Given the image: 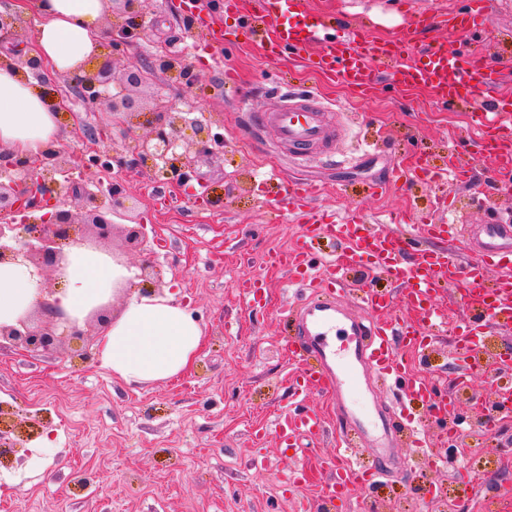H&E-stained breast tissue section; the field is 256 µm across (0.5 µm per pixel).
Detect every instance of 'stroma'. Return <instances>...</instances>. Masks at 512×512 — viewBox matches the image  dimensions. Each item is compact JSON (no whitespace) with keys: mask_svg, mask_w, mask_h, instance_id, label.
<instances>
[{"mask_svg":"<svg viewBox=\"0 0 512 512\" xmlns=\"http://www.w3.org/2000/svg\"><path fill=\"white\" fill-rule=\"evenodd\" d=\"M343 24L357 23L386 35L410 20L407 0H313ZM489 30L482 41L488 61L512 58V0H488ZM140 37L112 56V75L122 79L128 63L152 65L160 50L180 58L193 82L184 85L155 71L142 97L157 94L181 111V137L196 141L195 123L224 139L220 154L197 157L184 186H164L152 172L113 168L112 180L137 201L148 235L144 249L124 247V234L103 244L134 266L151 262L162 288L176 293L205 331L194 366L168 381L127 384L98 356L81 359L74 343L34 354L0 346V512H324L318 498L329 473L321 458L335 454L336 401L317 391L293 396L285 309L299 308L312 289L293 283L287 271L267 266L275 250L299 235L297 212L277 196L271 173L315 190V212L393 230L395 213L414 224H485L493 215L512 218V182L491 178L494 157L474 147L467 104L443 107L424 89L384 83L369 103L342 112L336 161L291 160L278 153L272 132L249 133L253 115L268 106L273 90H308L331 108L348 90L325 76L291 68L289 59L270 60L260 51L224 49L211 43L204 26L180 13L178 0H145ZM48 100L67 98L62 114L63 150L92 155L126 148L91 138L90 129L108 114L70 82L49 83ZM413 154L430 169L449 155L468 164V186L448 188L449 205L432 206V182L390 181L394 163ZM390 182L383 198L372 184ZM207 190L210 205L197 201ZM259 280L256 299L244 283ZM435 325L426 329L425 350L414 370L441 393H452L447 410L415 402L433 453L440 463L407 445L397 449L395 470L373 489L352 488L334 512H512V494L488 501L478 478L445 467L468 460L495 484L512 491V412L500 413L485 430L487 409L512 391V374L493 371L512 358V334L491 330L475 353L481 368L460 376L455 353L457 325L466 311L456 293L433 298ZM308 412L322 418L323 432L303 437L297 450H283L279 419ZM53 440L41 451L43 440Z\"/></svg>","mask_w":512,"mask_h":512,"instance_id":"obj_1","label":"stroma"}]
</instances>
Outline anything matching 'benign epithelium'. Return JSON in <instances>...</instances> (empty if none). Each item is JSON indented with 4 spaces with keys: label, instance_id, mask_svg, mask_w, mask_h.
I'll return each instance as SVG.
<instances>
[{
    "label": "benign epithelium",
    "instance_id": "benign-epithelium-1",
    "mask_svg": "<svg viewBox=\"0 0 512 512\" xmlns=\"http://www.w3.org/2000/svg\"><path fill=\"white\" fill-rule=\"evenodd\" d=\"M141 16V0H122V10L110 21L108 49L115 50L140 36L137 20ZM160 66L175 74L182 82L191 83L189 70L176 57L160 59ZM73 80L81 87L86 99L104 105L113 113H131L143 117L149 131L129 141L131 166L152 171L156 177L172 182H187L192 178L193 157L188 148H180V133L184 123L181 112L158 99L148 106L138 96L137 89L149 85V78L134 65L126 67L119 91L106 93L112 84V69L104 63L96 72L85 71ZM200 151L211 153L223 147V139L213 136L200 126ZM119 161L110 153L85 158L50 149L38 155L21 156L0 146V264L19 258L31 263L42 276L61 270L63 246L89 244L109 238L112 216L123 214L136 222V204L117 184L107 189L99 187L102 179L82 184L78 193L80 213L67 208L60 198L64 188L61 179L73 170L84 172L95 167L101 174L112 173ZM69 323L59 321L54 313L33 322L26 318L19 326L0 327V343L7 341L27 352L50 351L61 328Z\"/></svg>",
    "mask_w": 512,
    "mask_h": 512
}]
</instances>
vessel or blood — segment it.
<instances>
[{
    "mask_svg": "<svg viewBox=\"0 0 512 512\" xmlns=\"http://www.w3.org/2000/svg\"><path fill=\"white\" fill-rule=\"evenodd\" d=\"M224 9L238 13L239 21L232 27L212 28L215 42L238 48L253 45L274 59L287 57L302 67L331 73L354 98H367L379 81L386 80L403 89L427 88L442 105L472 104L473 127L479 132L476 147L499 157L494 179L512 178V94L496 92L497 72L487 62L469 54L419 47L418 36L434 24V17L412 20L393 37L382 39L354 24L335 25L313 12L309 0H252L248 10L242 0H224ZM485 16L484 0H469L466 8L448 19L447 26L453 36L467 39L485 27ZM256 124L272 128L279 147L288 155L321 158L332 153L335 130L313 92L274 96L258 114ZM280 188L285 204L302 217V244L282 260L296 281H306L311 274L308 246L315 238L326 234L341 246L326 286L301 307L288 341L291 352L302 353L306 361L297 387L312 386L335 396L345 445L367 439L374 447L371 461L346 457L335 468L324 490L332 503L349 485H371L395 462L400 426L380 404L374 403L368 412L355 408L356 399L374 398V374L394 375L415 398L429 397L427 384L410 374L407 364L393 352L397 345L421 343L422 333L414 325L390 319L394 297L374 288L372 275L402 288L413 308L426 315L431 312V299L442 288L463 286L492 297L491 305L468 306L470 316L456 347L460 359H469L489 326L512 327V223L495 220L467 229L459 224L423 225L424 235L433 238L477 240V259L462 263L446 252L423 247L404 233L377 230L351 217L338 222L317 218L307 209L305 184L284 178ZM492 266L498 273L493 281L488 278ZM355 270L368 274L360 285L362 311L358 314L343 303L341 291L344 274ZM320 426L313 415H293L279 422L277 432L281 443L293 448L302 435Z\"/></svg>",
    "mask_w": 512,
    "mask_h": 512,
    "instance_id": "b4317fda",
    "label": "vessel or blood"
}]
</instances>
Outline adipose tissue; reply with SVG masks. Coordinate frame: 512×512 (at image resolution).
<instances>
[{
    "label": "adipose tissue",
    "instance_id": "obj_1",
    "mask_svg": "<svg viewBox=\"0 0 512 512\" xmlns=\"http://www.w3.org/2000/svg\"><path fill=\"white\" fill-rule=\"evenodd\" d=\"M107 0H0V12L31 17V56L55 76L82 72L107 41L103 19ZM58 117L30 73L0 54V145L20 155L57 147ZM135 266L108 254L67 248L58 288L46 293L27 261L0 264V326L18 325L47 306L72 323L83 324L122 289L137 283ZM205 333L187 306L170 292H136L103 331L97 350L104 366L126 383L167 381L190 369Z\"/></svg>",
    "mask_w": 512,
    "mask_h": 512
}]
</instances>
